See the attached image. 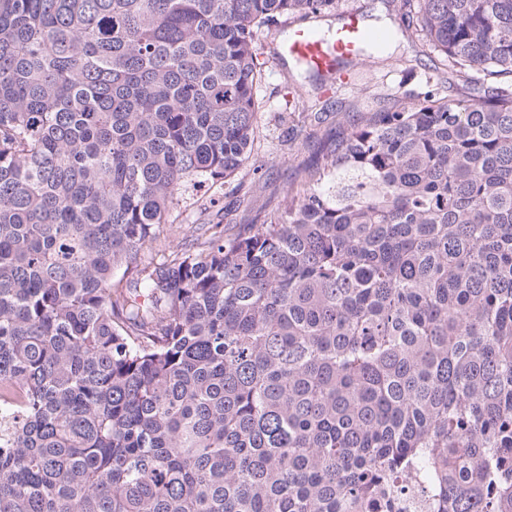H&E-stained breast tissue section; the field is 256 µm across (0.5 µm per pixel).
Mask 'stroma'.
<instances>
[{"mask_svg":"<svg viewBox=\"0 0 512 512\" xmlns=\"http://www.w3.org/2000/svg\"><path fill=\"white\" fill-rule=\"evenodd\" d=\"M379 5L400 41L381 53L360 56L351 83L342 86H317L294 61L280 59L277 50L292 20L256 34L255 48L266 61L265 106L257 115L251 158L225 183L216 206H203L204 190H188L172 214L175 223L220 224L232 234L250 222L260 205L276 201L301 180L322 141L335 135L341 111L357 115L392 109L403 95L415 96L427 84L444 82L439 57L407 31L402 0H339L329 17L339 19L341 11L352 7L368 17Z\"/></svg>","mask_w":512,"mask_h":512,"instance_id":"35a3bbf8","label":"stroma"}]
</instances>
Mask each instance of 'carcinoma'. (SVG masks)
Wrapping results in <instances>:
<instances>
[{"instance_id":"carcinoma-1","label":"carcinoma","mask_w":512,"mask_h":512,"mask_svg":"<svg viewBox=\"0 0 512 512\" xmlns=\"http://www.w3.org/2000/svg\"><path fill=\"white\" fill-rule=\"evenodd\" d=\"M253 223L254 33L337 0H0V512H512V0Z\"/></svg>"}]
</instances>
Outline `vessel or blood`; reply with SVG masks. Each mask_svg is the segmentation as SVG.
<instances>
[{
  "label": "vessel or blood",
  "mask_w": 512,
  "mask_h": 512,
  "mask_svg": "<svg viewBox=\"0 0 512 512\" xmlns=\"http://www.w3.org/2000/svg\"><path fill=\"white\" fill-rule=\"evenodd\" d=\"M369 39L364 17L351 8L330 35L307 27L293 29L281 46V53L304 61L313 71L333 72L343 61L357 58Z\"/></svg>",
  "instance_id": "obj_1"
}]
</instances>
